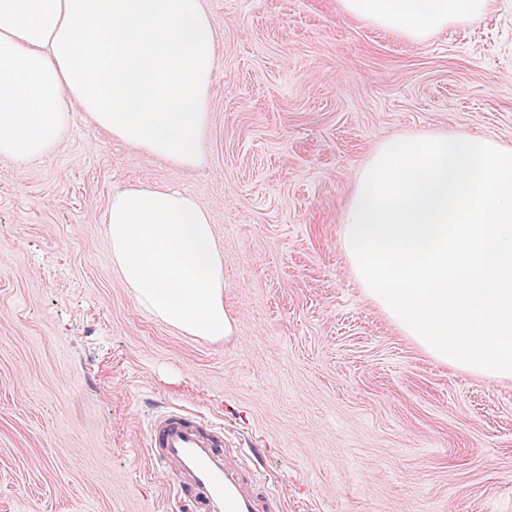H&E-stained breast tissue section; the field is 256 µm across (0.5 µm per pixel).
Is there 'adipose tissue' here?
<instances>
[{"label":"adipose tissue","instance_id":"adipose-tissue-1","mask_svg":"<svg viewBox=\"0 0 512 512\" xmlns=\"http://www.w3.org/2000/svg\"><path fill=\"white\" fill-rule=\"evenodd\" d=\"M418 43L490 0H339ZM217 40L203 0H0V155L51 150L74 112L127 145L192 168L204 159ZM112 261L138 304L220 339L224 263L208 212L164 186L113 192L103 219Z\"/></svg>","mask_w":512,"mask_h":512}]
</instances>
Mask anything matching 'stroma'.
Returning <instances> with one entry per match:
<instances>
[{
  "instance_id": "stroma-1",
  "label": "stroma",
  "mask_w": 512,
  "mask_h": 512,
  "mask_svg": "<svg viewBox=\"0 0 512 512\" xmlns=\"http://www.w3.org/2000/svg\"><path fill=\"white\" fill-rule=\"evenodd\" d=\"M217 67L194 168L74 113L42 159L0 156V512H166L143 422L223 424L287 512H512V378L436 362L341 243L387 140L512 148V0L415 44L339 0H205ZM135 184L192 195L224 255L233 335L143 309L101 218Z\"/></svg>"
}]
</instances>
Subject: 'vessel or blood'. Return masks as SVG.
Masks as SVG:
<instances>
[{
  "instance_id": "obj_1",
  "label": "vessel or blood",
  "mask_w": 512,
  "mask_h": 512,
  "mask_svg": "<svg viewBox=\"0 0 512 512\" xmlns=\"http://www.w3.org/2000/svg\"><path fill=\"white\" fill-rule=\"evenodd\" d=\"M149 459L173 464L187 480L170 488L179 504L196 500L200 512H284L280 495L264 490V476L237 460L222 427L206 416L170 407L157 413L144 435Z\"/></svg>"
}]
</instances>
